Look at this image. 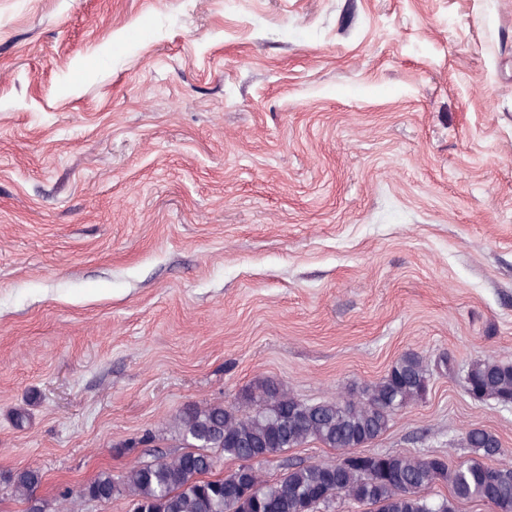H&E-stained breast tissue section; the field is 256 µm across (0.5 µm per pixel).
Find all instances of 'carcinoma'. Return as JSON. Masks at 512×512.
Wrapping results in <instances>:
<instances>
[{"label": "carcinoma", "mask_w": 512, "mask_h": 512, "mask_svg": "<svg viewBox=\"0 0 512 512\" xmlns=\"http://www.w3.org/2000/svg\"><path fill=\"white\" fill-rule=\"evenodd\" d=\"M435 366L414 352L402 354L378 381L353 387L339 397L305 402L273 380L246 388L245 413L220 402L187 405L172 422L185 451L153 462L137 463L115 476L102 471L69 502L130 501L132 512H335L340 500L368 506L372 512H455L459 501H480L494 512H512V466L492 465L503 454L491 432L473 428L464 438L470 455L454 465L444 456L426 459L385 453L364 461L334 464L290 463L286 473L267 480L252 457L276 455L316 441L347 455L362 442L384 434L395 415L423 400ZM462 383L477 401L512 404V363L473 359ZM238 462L223 476L211 474L220 458ZM42 475L24 468L9 477L14 496L32 504ZM444 484L449 495L431 497L428 490Z\"/></svg>", "instance_id": "carcinoma-1"}]
</instances>
